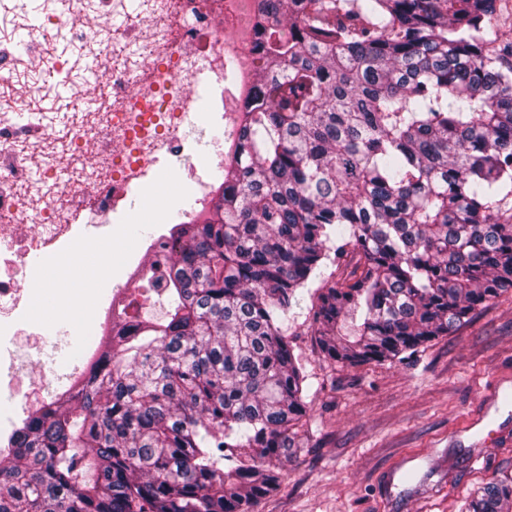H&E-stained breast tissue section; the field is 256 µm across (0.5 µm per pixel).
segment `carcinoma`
Masks as SVG:
<instances>
[{"label": "carcinoma", "mask_w": 512, "mask_h": 512, "mask_svg": "<svg viewBox=\"0 0 512 512\" xmlns=\"http://www.w3.org/2000/svg\"><path fill=\"white\" fill-rule=\"evenodd\" d=\"M257 96L203 224H180L89 382L0 456V512H253L303 449L283 329L310 292L333 365L399 359L512 290V42L497 0H268ZM228 464L222 466L220 462ZM512 473L463 512H509Z\"/></svg>", "instance_id": "obj_1"}]
</instances>
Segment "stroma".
Returning a JSON list of instances; mask_svg holds the SVG:
<instances>
[{"label":"stroma","mask_w":512,"mask_h":512,"mask_svg":"<svg viewBox=\"0 0 512 512\" xmlns=\"http://www.w3.org/2000/svg\"><path fill=\"white\" fill-rule=\"evenodd\" d=\"M190 179L167 155L155 166L154 194L136 199L141 217L133 236L148 238L153 215L189 207ZM126 243L102 235L95 251L44 263L48 294L32 324L56 359H73L81 336L58 347L57 289L68 279L84 287L111 267ZM310 299L291 308L284 328L306 380L309 446L287 462L278 492L255 512H461L467 495L500 470H512V398L488 406L496 383L512 385V293L456 332L405 359L385 364L330 366L311 334ZM501 432L500 446L480 443L481 428Z\"/></svg>","instance_id":"stroma-1"}]
</instances>
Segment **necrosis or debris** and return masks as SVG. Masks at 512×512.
Returning <instances> with one entry per match:
<instances>
[{"label": "necrosis or debris", "mask_w": 512, "mask_h": 512, "mask_svg": "<svg viewBox=\"0 0 512 512\" xmlns=\"http://www.w3.org/2000/svg\"><path fill=\"white\" fill-rule=\"evenodd\" d=\"M264 0H144L142 17L113 34L87 28L89 15L122 13L125 0H75L71 11L76 40L94 41L107 68L111 101L95 111L71 116L56 113H0V376L13 383L38 368L37 392L24 399L26 411L41 409L58 383L75 384L84 368L59 367L50 354L39 362L18 359L12 345L41 291L31 254L46 257L73 249L94 250L98 236L88 225L71 221L73 213L94 205L111 216L116 238L136 214L133 190L149 192V174L158 154L176 160L190 174L196 207L189 223H202L210 199L222 186L203 177L212 159L229 162L243 126L255 81L254 16ZM215 76L213 99L200 123L187 125L185 110L202 70ZM61 147L74 172L66 187L56 180L54 158L40 162L43 192L27 190L31 148ZM169 230L129 247L110 276L91 288L75 289L72 302L91 304L83 325L88 344L110 329L129 289L148 273L147 260L164 250Z\"/></svg>", "instance_id": "obj_1"}]
</instances>
